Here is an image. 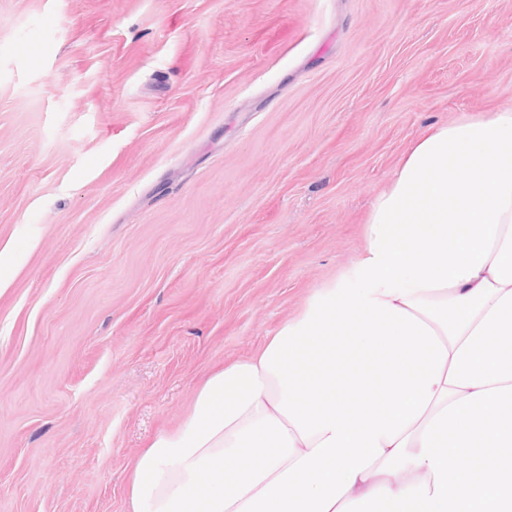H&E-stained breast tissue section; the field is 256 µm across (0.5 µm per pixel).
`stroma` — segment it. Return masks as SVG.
Returning <instances> with one entry per match:
<instances>
[{"label": "stroma", "mask_w": 512, "mask_h": 512, "mask_svg": "<svg viewBox=\"0 0 512 512\" xmlns=\"http://www.w3.org/2000/svg\"><path fill=\"white\" fill-rule=\"evenodd\" d=\"M505 108L512 0H0V512H130L411 142Z\"/></svg>", "instance_id": "obj_1"}]
</instances>
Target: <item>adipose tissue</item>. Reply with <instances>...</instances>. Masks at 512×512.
<instances>
[{
	"label": "adipose tissue",
	"instance_id": "obj_1",
	"mask_svg": "<svg viewBox=\"0 0 512 512\" xmlns=\"http://www.w3.org/2000/svg\"><path fill=\"white\" fill-rule=\"evenodd\" d=\"M131 512H512V109L434 127L350 267L135 458Z\"/></svg>",
	"mask_w": 512,
	"mask_h": 512
}]
</instances>
